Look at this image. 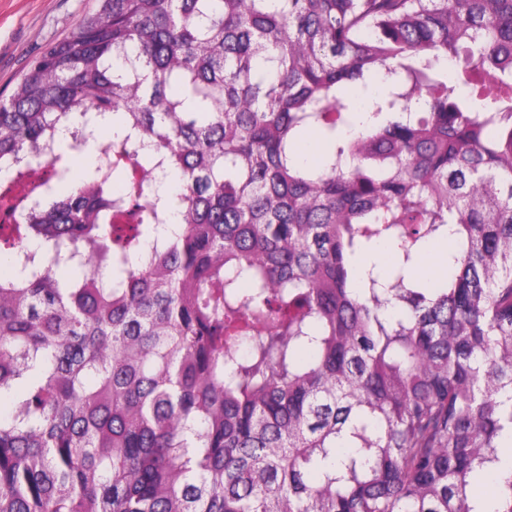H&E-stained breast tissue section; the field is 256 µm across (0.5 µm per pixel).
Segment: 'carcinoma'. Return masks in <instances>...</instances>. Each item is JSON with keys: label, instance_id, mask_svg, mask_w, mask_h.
I'll return each instance as SVG.
<instances>
[{"label": "carcinoma", "instance_id": "obj_1", "mask_svg": "<svg viewBox=\"0 0 512 512\" xmlns=\"http://www.w3.org/2000/svg\"><path fill=\"white\" fill-rule=\"evenodd\" d=\"M116 115L0 191V512H512V0H98L0 166Z\"/></svg>", "mask_w": 512, "mask_h": 512}]
</instances>
